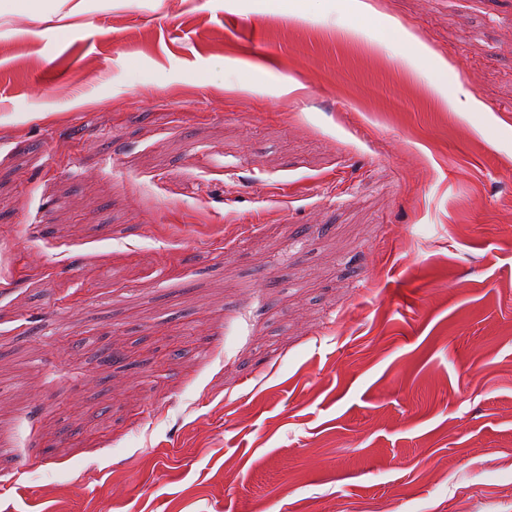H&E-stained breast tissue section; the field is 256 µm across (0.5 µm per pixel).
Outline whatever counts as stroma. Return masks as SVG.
<instances>
[{"label":"stroma","mask_w":512,"mask_h":512,"mask_svg":"<svg viewBox=\"0 0 512 512\" xmlns=\"http://www.w3.org/2000/svg\"><path fill=\"white\" fill-rule=\"evenodd\" d=\"M352 2L0 9V512H512V0Z\"/></svg>","instance_id":"stroma-1"}]
</instances>
